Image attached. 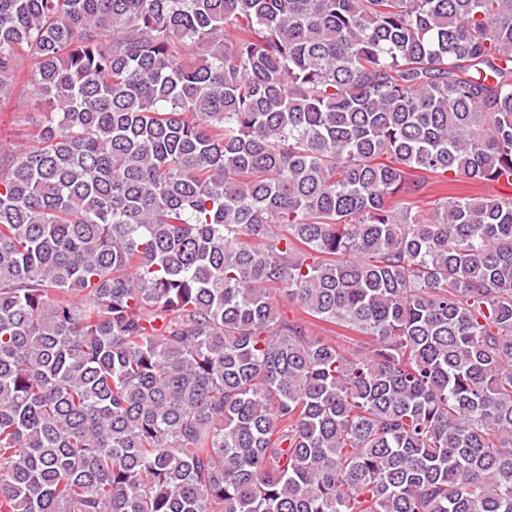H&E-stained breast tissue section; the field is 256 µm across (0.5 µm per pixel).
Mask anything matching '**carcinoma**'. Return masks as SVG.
<instances>
[{
	"label": "carcinoma",
	"instance_id": "1",
	"mask_svg": "<svg viewBox=\"0 0 512 512\" xmlns=\"http://www.w3.org/2000/svg\"><path fill=\"white\" fill-rule=\"evenodd\" d=\"M12 97L0 512H512V197L410 201L512 188V0H0ZM456 181L450 183H434L430 185L428 191L424 193L418 200L419 209L423 212L433 207L442 195H456L466 197L482 198L489 195L504 192V189L490 183H479L469 179L464 175H457Z\"/></svg>",
	"mask_w": 512,
	"mask_h": 512
}]
</instances>
